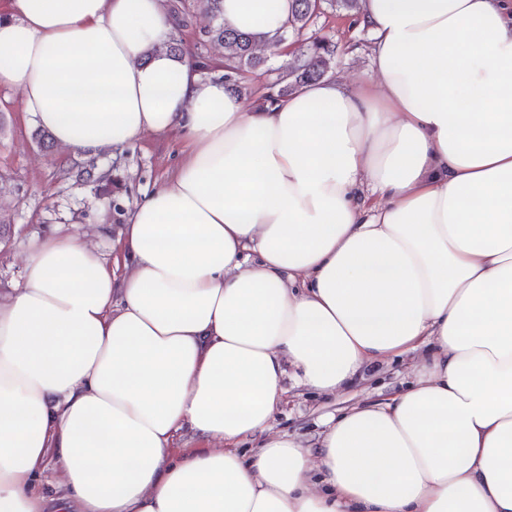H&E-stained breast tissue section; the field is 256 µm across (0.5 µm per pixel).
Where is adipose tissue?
Segmentation results:
<instances>
[{
	"mask_svg": "<svg viewBox=\"0 0 512 512\" xmlns=\"http://www.w3.org/2000/svg\"><path fill=\"white\" fill-rule=\"evenodd\" d=\"M291 6L224 23L276 52ZM358 20L376 82L247 111L166 51L161 0H9L0 86L59 147L187 151L121 262L56 234L0 296V512H46L50 462L79 512H512V0ZM424 346L317 449L269 435L286 380L333 393Z\"/></svg>",
	"mask_w": 512,
	"mask_h": 512,
	"instance_id": "1",
	"label": "adipose tissue"
}]
</instances>
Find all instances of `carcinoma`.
<instances>
[{"instance_id": "cac0c4a2", "label": "carcinoma", "mask_w": 512, "mask_h": 512, "mask_svg": "<svg viewBox=\"0 0 512 512\" xmlns=\"http://www.w3.org/2000/svg\"><path fill=\"white\" fill-rule=\"evenodd\" d=\"M330 6L352 12H359L360 0H293L291 18L285 24L278 42L288 43L294 40L299 44L298 52L288 62L275 68L277 71L274 87L279 96L294 93L299 88L323 79L332 68L336 56L335 45L327 37L308 35V28L321 9L322 2ZM206 12L210 15L211 25L207 30L208 40L224 47V59L218 66L219 79L224 86L235 92L241 91V75L245 71L265 66L268 59L256 53V40L253 36L240 33L224 25L223 0H205ZM175 27L167 42V50L177 59H188L190 65L207 74L213 67L201 53H193L186 45L182 28L184 20L175 16ZM96 165L91 162L77 171V180L94 183L100 190L107 192L112 180L105 173L95 174Z\"/></svg>"}]
</instances>
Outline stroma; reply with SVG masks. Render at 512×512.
Returning a JSON list of instances; mask_svg holds the SVG:
<instances>
[{
	"label": "stroma",
	"instance_id": "obj_1",
	"mask_svg": "<svg viewBox=\"0 0 512 512\" xmlns=\"http://www.w3.org/2000/svg\"><path fill=\"white\" fill-rule=\"evenodd\" d=\"M313 32L336 45L337 78L372 77L373 36L356 16L325 8ZM21 92L0 86V207L11 227L0 238V292L22 282L30 249L37 239L71 234L94 245L108 260L121 255L120 231L143 198L161 187L177 166L185 140L179 130L148 133L127 146L88 155L58 147L41 149L32 137L36 124L21 108ZM111 172L113 193L77 184L72 167L88 158ZM419 353L408 352L364 367L355 382L333 395L290 387L271 422L272 433H286L303 446H317L325 416L338 415L356 403H375L405 391L414 381Z\"/></svg>",
	"mask_w": 512,
	"mask_h": 512
}]
</instances>
